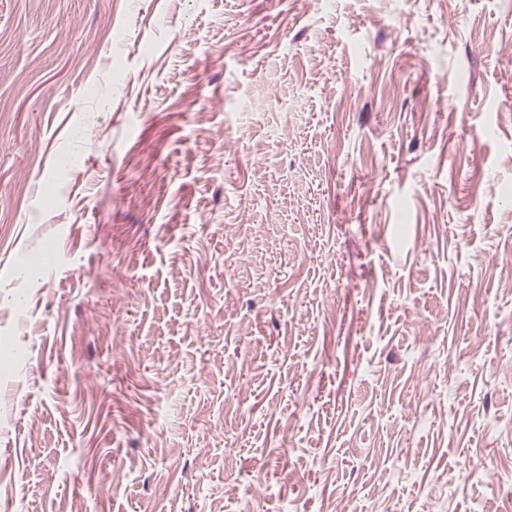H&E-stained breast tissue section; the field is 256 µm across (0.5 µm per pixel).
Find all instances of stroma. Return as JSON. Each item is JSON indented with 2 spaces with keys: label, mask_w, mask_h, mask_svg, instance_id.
I'll return each mask as SVG.
<instances>
[{
  "label": "stroma",
  "mask_w": 512,
  "mask_h": 512,
  "mask_svg": "<svg viewBox=\"0 0 512 512\" xmlns=\"http://www.w3.org/2000/svg\"><path fill=\"white\" fill-rule=\"evenodd\" d=\"M512 0H0L8 512H500Z\"/></svg>",
  "instance_id": "1"
}]
</instances>
